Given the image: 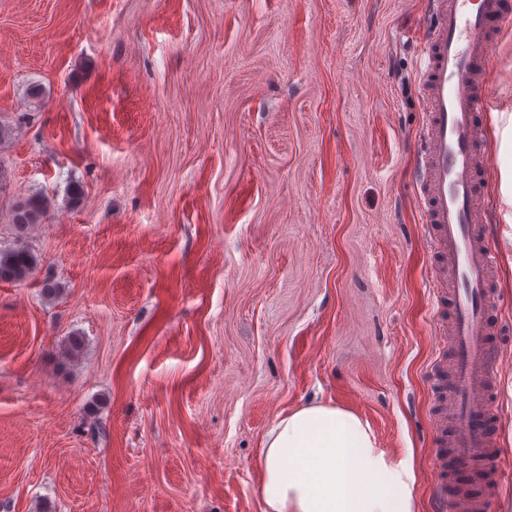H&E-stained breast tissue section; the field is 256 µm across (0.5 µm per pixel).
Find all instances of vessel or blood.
I'll return each mask as SVG.
<instances>
[{
    "instance_id": "1",
    "label": "vessel or blood",
    "mask_w": 512,
    "mask_h": 512,
    "mask_svg": "<svg viewBox=\"0 0 512 512\" xmlns=\"http://www.w3.org/2000/svg\"><path fill=\"white\" fill-rule=\"evenodd\" d=\"M512 23V0H430L419 79L426 119L417 200L431 226L430 294L453 324L452 431L430 464L440 512H485L503 473L495 448L493 371L497 264L480 186L479 144L489 109L485 76L497 35Z\"/></svg>"
}]
</instances>
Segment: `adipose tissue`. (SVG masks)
<instances>
[{
	"label": "adipose tissue",
	"instance_id": "adipose-tissue-1",
	"mask_svg": "<svg viewBox=\"0 0 512 512\" xmlns=\"http://www.w3.org/2000/svg\"><path fill=\"white\" fill-rule=\"evenodd\" d=\"M414 482L411 458L389 455L330 402L278 415L261 448L262 512H418Z\"/></svg>",
	"mask_w": 512,
	"mask_h": 512
}]
</instances>
